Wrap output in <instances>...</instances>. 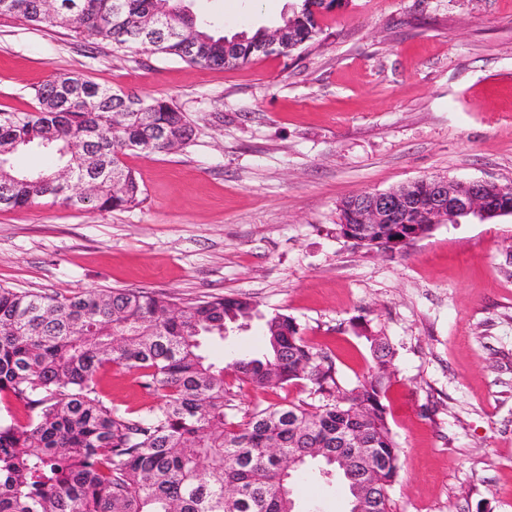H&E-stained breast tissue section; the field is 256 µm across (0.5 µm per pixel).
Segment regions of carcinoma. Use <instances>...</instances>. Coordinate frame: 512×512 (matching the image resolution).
<instances>
[{"label":"carcinoma","instance_id":"carcinoma-1","mask_svg":"<svg viewBox=\"0 0 512 512\" xmlns=\"http://www.w3.org/2000/svg\"><path fill=\"white\" fill-rule=\"evenodd\" d=\"M323 0H292L276 27L288 53L321 33ZM0 15L37 28L92 32L132 49L205 66H235L268 54L270 30L220 35L186 0H0ZM33 112H0V209L44 198L83 210L141 203L142 189L122 162L128 153L159 154L187 144L193 129L169 102L101 87L80 74L57 73L34 89ZM36 149L56 158L50 170L22 171L14 156ZM263 319L265 351L221 366L203 353L224 326ZM373 372L344 390L334 359L305 340L300 324L259 312L243 297L176 304L147 291L87 290L58 298L0 287V401L21 410L0 420V512H290L296 479L333 473L350 502L360 472L375 476L380 512L401 448L383 403L394 349L369 335ZM140 371L142 387L162 403L121 410L100 394L112 366ZM268 392L303 382L319 404L290 402L228 418L227 371ZM354 436L358 470L296 462L308 448H334Z\"/></svg>","mask_w":512,"mask_h":512}]
</instances>
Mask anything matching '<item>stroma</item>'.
I'll return each mask as SVG.
<instances>
[{"instance_id": "35a3bbf8", "label": "stroma", "mask_w": 512, "mask_h": 512, "mask_svg": "<svg viewBox=\"0 0 512 512\" xmlns=\"http://www.w3.org/2000/svg\"><path fill=\"white\" fill-rule=\"evenodd\" d=\"M289 0H192L216 32L272 28ZM57 71L168 100L193 128L168 153L124 156L140 205L76 211L46 198L0 210V286L60 297L144 290L176 302L245 297L296 319L344 389L396 351L385 403L400 470L393 512H512V216L438 225L395 252L336 235L342 200L423 177L512 182V0H343L305 49L236 67L115 50L0 16V112H30ZM106 399L161 397L137 371ZM230 417L317 403L310 384L230 380ZM295 494L348 512L338 483Z\"/></svg>"}]
</instances>
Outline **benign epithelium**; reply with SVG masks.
<instances>
[{
  "mask_svg": "<svg viewBox=\"0 0 512 512\" xmlns=\"http://www.w3.org/2000/svg\"><path fill=\"white\" fill-rule=\"evenodd\" d=\"M350 210L358 223L349 224L342 216L337 224L359 243H367L374 226L399 224L403 213L410 212L416 224L434 229L448 222L460 223L470 217L489 220L512 216V183L485 180H449L436 177L425 192H416L415 182L385 192H365L354 196Z\"/></svg>",
  "mask_w": 512,
  "mask_h": 512,
  "instance_id": "1",
  "label": "benign epithelium"
}]
</instances>
